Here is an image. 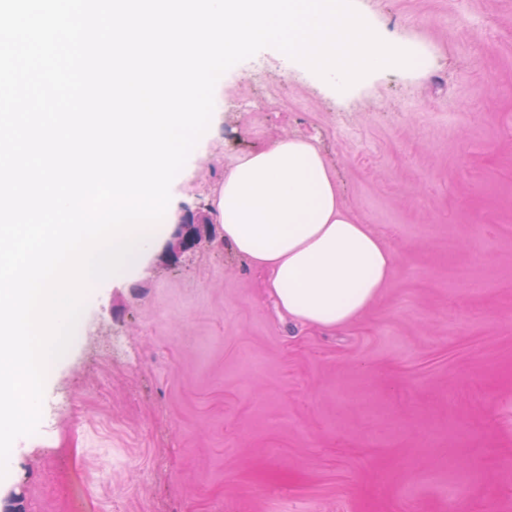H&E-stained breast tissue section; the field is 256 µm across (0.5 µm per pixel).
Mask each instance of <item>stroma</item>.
Instances as JSON below:
<instances>
[{
  "instance_id": "stroma-1",
  "label": "stroma",
  "mask_w": 512,
  "mask_h": 512,
  "mask_svg": "<svg viewBox=\"0 0 512 512\" xmlns=\"http://www.w3.org/2000/svg\"><path fill=\"white\" fill-rule=\"evenodd\" d=\"M352 3L427 66L341 90L271 47L237 63L170 219L312 140L396 258L379 300L308 327L219 224L176 261L166 232L90 290L0 512H512V0Z\"/></svg>"
}]
</instances>
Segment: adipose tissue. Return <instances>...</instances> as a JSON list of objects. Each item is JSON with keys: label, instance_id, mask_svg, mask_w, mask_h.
<instances>
[{"label": "adipose tissue", "instance_id": "obj_1", "mask_svg": "<svg viewBox=\"0 0 512 512\" xmlns=\"http://www.w3.org/2000/svg\"><path fill=\"white\" fill-rule=\"evenodd\" d=\"M212 208L225 240L263 273L269 296L303 323L351 325L391 279L393 253L342 205L309 140L284 137L237 158Z\"/></svg>", "mask_w": 512, "mask_h": 512}]
</instances>
